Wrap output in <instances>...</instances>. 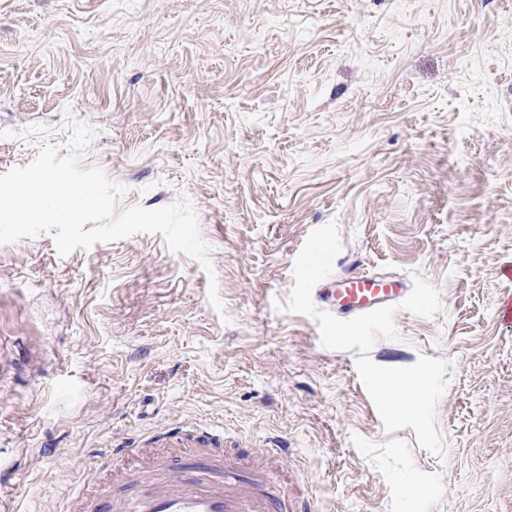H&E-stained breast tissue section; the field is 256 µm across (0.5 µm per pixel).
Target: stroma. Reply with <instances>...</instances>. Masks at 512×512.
<instances>
[{"instance_id": "stroma-1", "label": "stroma", "mask_w": 512, "mask_h": 512, "mask_svg": "<svg viewBox=\"0 0 512 512\" xmlns=\"http://www.w3.org/2000/svg\"><path fill=\"white\" fill-rule=\"evenodd\" d=\"M70 115L119 209L192 203L212 267L159 233L0 245L7 512H60L96 452L214 421L235 451L285 439L323 512H512V0H0V174L36 157L30 126L66 148ZM333 220L334 275L441 294L370 357L448 361L443 456L385 431L358 350L276 307Z\"/></svg>"}]
</instances>
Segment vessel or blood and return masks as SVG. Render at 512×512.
I'll use <instances>...</instances> for the list:
<instances>
[{"label":"vessel or blood","mask_w":512,"mask_h":512,"mask_svg":"<svg viewBox=\"0 0 512 512\" xmlns=\"http://www.w3.org/2000/svg\"><path fill=\"white\" fill-rule=\"evenodd\" d=\"M405 293L400 280L364 272L316 290L340 319L394 304ZM158 443L143 459L125 443L103 454L105 488L78 487L63 512H319L316 499L289 495L251 458L225 456L223 426H177Z\"/></svg>","instance_id":"b4317fda"}]
</instances>
